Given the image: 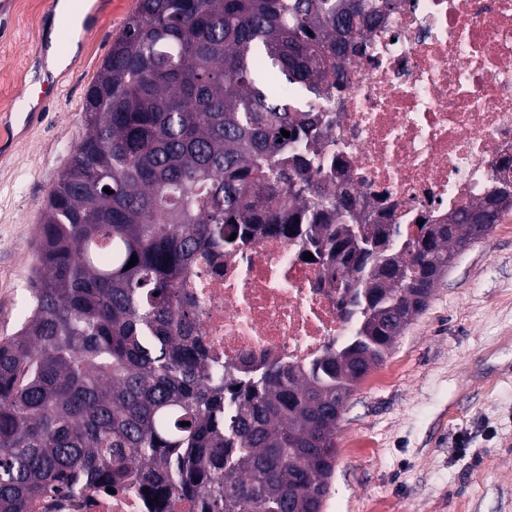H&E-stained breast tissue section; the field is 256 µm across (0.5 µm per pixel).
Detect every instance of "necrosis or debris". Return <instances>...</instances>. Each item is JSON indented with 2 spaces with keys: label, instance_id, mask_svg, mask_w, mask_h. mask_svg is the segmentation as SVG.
<instances>
[{
  "label": "necrosis or debris",
  "instance_id": "obj_1",
  "mask_svg": "<svg viewBox=\"0 0 512 512\" xmlns=\"http://www.w3.org/2000/svg\"><path fill=\"white\" fill-rule=\"evenodd\" d=\"M321 87L320 176L353 191L372 222L413 231L489 190L512 159V0H393ZM304 238L255 235L186 271L194 335L226 381L272 364L302 366L351 323ZM29 512H158L144 490L46 492Z\"/></svg>",
  "mask_w": 512,
  "mask_h": 512
}]
</instances>
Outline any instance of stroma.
<instances>
[{
    "mask_svg": "<svg viewBox=\"0 0 512 512\" xmlns=\"http://www.w3.org/2000/svg\"><path fill=\"white\" fill-rule=\"evenodd\" d=\"M0 22V115L42 83L32 58L50 0H9ZM77 54L52 103L0 153V336L28 305L41 209L83 132L81 105L138 0H80ZM324 512H512V221L455 260L426 309L356 387L336 435Z\"/></svg>",
    "mask_w": 512,
    "mask_h": 512,
    "instance_id": "35a3bbf8",
    "label": "stroma"
}]
</instances>
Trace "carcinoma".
Segmentation results:
<instances>
[{"label":"carcinoma","instance_id":"obj_1","mask_svg":"<svg viewBox=\"0 0 512 512\" xmlns=\"http://www.w3.org/2000/svg\"><path fill=\"white\" fill-rule=\"evenodd\" d=\"M386 2L139 0L46 198L29 311L0 337V512L131 479L165 510L220 472L215 512H321L356 385L512 212L504 180L414 237L360 231L357 200L299 154L321 132L308 101L343 81L348 47ZM256 231L300 233L326 256L353 331L311 366H272L229 393L181 289L199 250Z\"/></svg>","mask_w":512,"mask_h":512}]
</instances>
